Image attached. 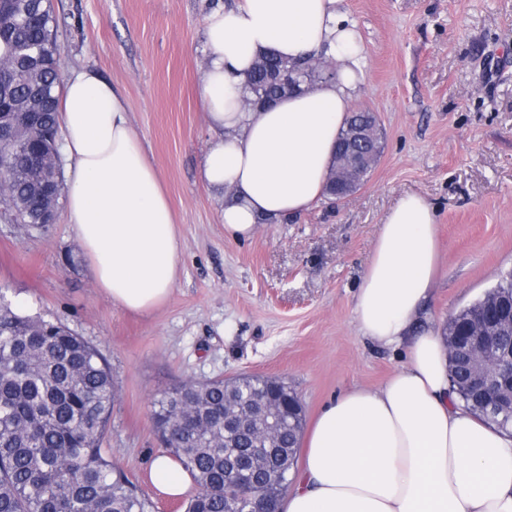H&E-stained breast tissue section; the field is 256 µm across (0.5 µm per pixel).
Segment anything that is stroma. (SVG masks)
<instances>
[{"label": "stroma", "instance_id": "obj_1", "mask_svg": "<svg viewBox=\"0 0 512 512\" xmlns=\"http://www.w3.org/2000/svg\"><path fill=\"white\" fill-rule=\"evenodd\" d=\"M228 0H52L59 69L117 86L158 169L182 243L167 303L131 314L97 287L66 213L47 233L0 214V288L96 346L116 399L103 446L155 505L185 512L149 483L164 453L151 409L167 389L253 374L298 393L306 419L331 396L373 389L405 359L361 335L357 282L379 224L404 193L436 209L440 269L425 326L512 268V0H343L368 51L357 106L384 129V152L356 192L236 241L225 195L202 164L203 29Z\"/></svg>", "mask_w": 512, "mask_h": 512}]
</instances>
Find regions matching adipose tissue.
<instances>
[{
    "mask_svg": "<svg viewBox=\"0 0 512 512\" xmlns=\"http://www.w3.org/2000/svg\"><path fill=\"white\" fill-rule=\"evenodd\" d=\"M343 0H233L204 30L203 105L212 134L203 176L230 192L224 231L253 237L258 219L320 204L367 56ZM298 61L327 52L335 76L275 106L249 110L246 75L260 51ZM69 185L67 218L98 288L132 314L166 303L181 239L162 178L135 132L119 88L87 69L59 95ZM435 207L400 197L385 215L355 295L363 336L405 349L374 390L332 396L302 440V465L279 512H512V429L470 412L448 380V353L419 325L439 270ZM164 496L185 497L191 474L173 456L147 467Z\"/></svg>",
    "mask_w": 512,
    "mask_h": 512,
    "instance_id": "obj_1",
    "label": "adipose tissue"
}]
</instances>
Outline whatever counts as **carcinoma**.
I'll list each match as a JSON object with an SVG mask.
<instances>
[{
	"mask_svg": "<svg viewBox=\"0 0 512 512\" xmlns=\"http://www.w3.org/2000/svg\"><path fill=\"white\" fill-rule=\"evenodd\" d=\"M58 21L52 0H0V156L7 159L0 198L6 219L46 233L64 189L41 146L58 131L60 84ZM303 73L312 86L320 70L290 64L281 56L248 75L245 99L284 98L282 83L270 78ZM512 291V271L475 301L455 312L456 324L470 323L491 296ZM0 289V512H153V502L105 455L103 435L115 390L98 350L61 324L25 313ZM282 397L272 381L241 377L228 383H179L153 403L152 419L163 444L191 471L198 490L187 512H247L236 485L224 481V456L246 452V467L276 496L289 485L304 413L283 415L272 433L224 432V408L257 424L264 401ZM467 405L488 422L512 427V417L493 414L487 404Z\"/></svg>",
	"mask_w": 512,
	"mask_h": 512,
	"instance_id": "1",
	"label": "carcinoma"
}]
</instances>
